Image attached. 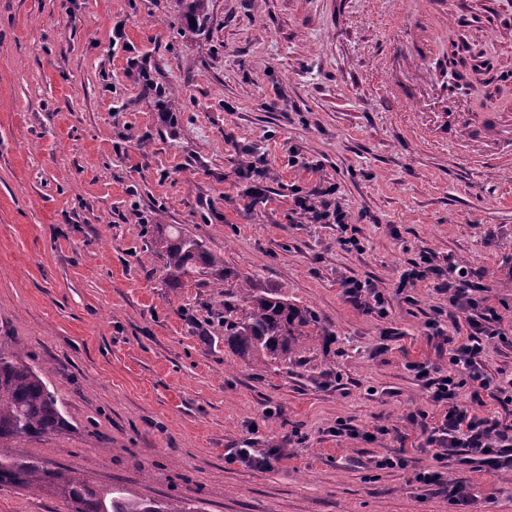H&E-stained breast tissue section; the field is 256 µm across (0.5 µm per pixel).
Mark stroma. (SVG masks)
Segmentation results:
<instances>
[{"label":"stroma","mask_w":512,"mask_h":512,"mask_svg":"<svg viewBox=\"0 0 512 512\" xmlns=\"http://www.w3.org/2000/svg\"><path fill=\"white\" fill-rule=\"evenodd\" d=\"M405 11L437 35L399 27ZM461 36L512 76V0H209L198 30L183 0H0V351L36 367L67 421L18 452L203 512H512V471L441 467L408 419L444 413L407 368L437 362L426 323L450 308L433 281L399 290L422 254L480 271L476 299L512 327V98L449 87ZM250 151L269 160L262 203L239 175ZM322 180L355 244L290 213L292 186ZM153 224L223 268L169 288ZM347 278L386 315L348 302ZM242 285L307 307L319 333L243 362L224 342ZM340 420L385 433L333 436ZM245 446L288 454L225 461ZM401 449L406 469L376 467ZM439 468L468 503L416 482ZM0 512L71 510L1 486ZM341 286L344 288L343 295L357 308L367 311L377 309L381 313L386 312L383 293L374 288L371 283H361L357 280L345 279L342 281Z\"/></svg>","instance_id":"1"}]
</instances>
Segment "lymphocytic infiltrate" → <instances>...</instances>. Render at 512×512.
<instances>
[{
  "instance_id": "lymphocytic-infiltrate-1",
  "label": "lymphocytic infiltrate",
  "mask_w": 512,
  "mask_h": 512,
  "mask_svg": "<svg viewBox=\"0 0 512 512\" xmlns=\"http://www.w3.org/2000/svg\"><path fill=\"white\" fill-rule=\"evenodd\" d=\"M338 194L339 188L334 183L309 190L295 187L291 194V212L313 224H334L341 230H349L348 217ZM432 275L440 277V288L448 293L451 309L446 318L436 317L429 321L427 329L429 336L448 347L451 370L441 373L431 362L410 365L411 371L420 374L430 402L446 406L443 418L430 431L426 444L436 448V458L442 463L459 458L463 463L482 468L512 470V426L482 416L456 402L457 392L464 382L458 378L462 372L484 390L503 392V385L495 383L485 373L481 359L485 340L504 336L502 317L495 308L481 305L474 298L472 272H459L453 263L448 268H441L428 254L421 256L419 263L403 273L399 285L412 288ZM459 327L465 328V337L450 336V329Z\"/></svg>"
}]
</instances>
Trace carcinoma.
Listing matches in <instances>:
<instances>
[{"label":"carcinoma","instance_id":"carcinoma-1","mask_svg":"<svg viewBox=\"0 0 512 512\" xmlns=\"http://www.w3.org/2000/svg\"><path fill=\"white\" fill-rule=\"evenodd\" d=\"M206 16L207 0H186L187 21L199 24ZM470 51L471 45L461 41L458 78L490 84L492 79L480 78L490 73V64L476 63ZM150 236V248L165 259V279L172 287L180 286L198 268L224 265V259L176 224H155ZM313 324L309 309L278 296L254 294L248 288L224 301V342L249 364L287 359ZM65 426L59 401L37 370L17 355L0 351V485L39 487L59 494L70 503L71 512H199L197 505L187 501L137 500L118 489H97L16 451L21 440L49 435Z\"/></svg>","mask_w":512,"mask_h":512}]
</instances>
